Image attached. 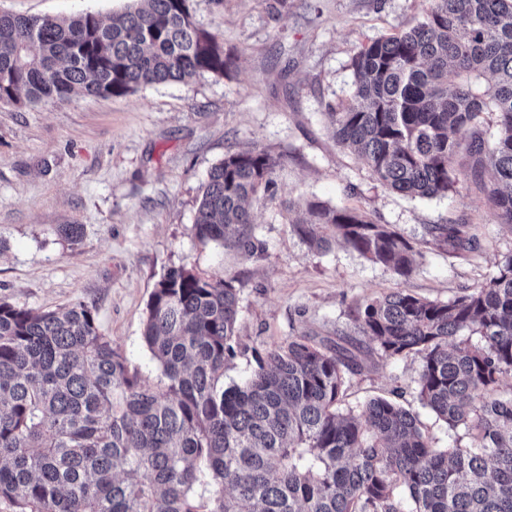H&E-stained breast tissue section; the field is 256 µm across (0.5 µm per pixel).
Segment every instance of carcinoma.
<instances>
[{
  "instance_id": "cac0c4a2",
  "label": "carcinoma",
  "mask_w": 512,
  "mask_h": 512,
  "mask_svg": "<svg viewBox=\"0 0 512 512\" xmlns=\"http://www.w3.org/2000/svg\"><path fill=\"white\" fill-rule=\"evenodd\" d=\"M105 21L0 13V103L114 96L234 66L190 0H137ZM415 25L360 46L353 92L328 113L332 134L376 181L411 198L457 179L459 131L471 172L512 227V0H428ZM457 79L448 90V75ZM496 117L493 144L482 115ZM279 160L228 153L201 187L193 230L204 243L255 249L250 224ZM296 230L338 240L409 276L417 251L390 224L307 203ZM439 247L476 236L431 224ZM239 298L231 282L182 266L155 285L142 337L161 368L148 385L82 302L34 310L0 297V501L11 512H512V255L448 302L404 290L370 301L356 328L381 356L420 361L417 398L471 445L433 446L399 402L345 403L359 354L296 336L224 388Z\"/></svg>"
}]
</instances>
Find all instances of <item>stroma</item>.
<instances>
[{"label":"stroma","mask_w":512,"mask_h":512,"mask_svg":"<svg viewBox=\"0 0 512 512\" xmlns=\"http://www.w3.org/2000/svg\"><path fill=\"white\" fill-rule=\"evenodd\" d=\"M132 0H0L27 17H109ZM191 0L197 23L237 58L227 75L198 76L112 97L0 105V296L32 309L93 305L100 331L144 383L157 362L142 340L149 296L171 268L221 277L239 298L236 355L225 386L245 382L275 345L344 336L365 356L347 378V404L400 390L435 446L467 443L417 399V358H382L354 319L396 289L446 302L495 275L512 254L486 189L458 175L443 198L413 199L375 181L338 146L326 112L352 93L350 62L361 44L409 28L426 0ZM257 144L281 157L274 194L254 204L251 256L197 240L200 190L224 155ZM319 201L394 225L418 254L405 279L340 243L311 247L295 230ZM63 224H79L72 243ZM430 224H463L479 240L455 253L428 243Z\"/></svg>","instance_id":"stroma-1"}]
</instances>
